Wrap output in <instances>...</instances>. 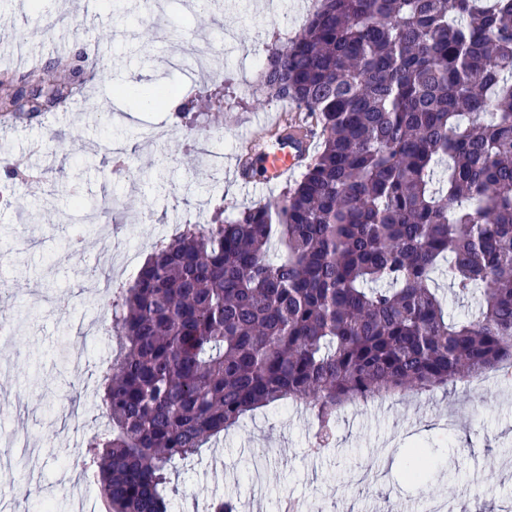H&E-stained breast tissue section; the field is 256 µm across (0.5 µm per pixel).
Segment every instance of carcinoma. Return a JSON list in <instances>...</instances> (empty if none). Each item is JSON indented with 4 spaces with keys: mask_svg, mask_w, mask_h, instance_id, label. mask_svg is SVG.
<instances>
[{
    "mask_svg": "<svg viewBox=\"0 0 512 512\" xmlns=\"http://www.w3.org/2000/svg\"><path fill=\"white\" fill-rule=\"evenodd\" d=\"M265 52L253 93L320 142L276 198L161 240L111 297L108 428L78 460L105 512H172V469L259 408L306 406L328 446L347 405L512 368V0H316ZM89 69L24 76L0 114L68 108ZM0 168V190L32 178ZM438 273L478 316L445 311ZM430 469L414 449L408 478Z\"/></svg>",
    "mask_w": 512,
    "mask_h": 512,
    "instance_id": "carcinoma-1",
    "label": "carcinoma"
}]
</instances>
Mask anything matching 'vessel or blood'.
<instances>
[{"label": "vessel or blood", "mask_w": 512, "mask_h": 512, "mask_svg": "<svg viewBox=\"0 0 512 512\" xmlns=\"http://www.w3.org/2000/svg\"><path fill=\"white\" fill-rule=\"evenodd\" d=\"M313 148L311 134L300 125H292L288 134L282 137L274 152L256 157L248 154L245 160L236 162L230 168L232 179L265 186L277 183L288 173L293 172Z\"/></svg>", "instance_id": "obj_1"}]
</instances>
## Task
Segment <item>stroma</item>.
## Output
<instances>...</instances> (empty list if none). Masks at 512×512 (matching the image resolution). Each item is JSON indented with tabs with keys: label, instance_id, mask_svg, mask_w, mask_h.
I'll list each match as a JSON object with an SVG mask.
<instances>
[{
	"label": "stroma",
	"instance_id": "1",
	"mask_svg": "<svg viewBox=\"0 0 512 512\" xmlns=\"http://www.w3.org/2000/svg\"><path fill=\"white\" fill-rule=\"evenodd\" d=\"M214 0L209 14L193 0H0V71L23 74L32 58L53 62V45L99 61L86 94L69 111L54 112L0 134V158L44 172L41 185L17 189L0 205V429L25 430L42 449L32 462L0 469V512H73L72 486L85 475L77 460L100 411L98 349L70 364L81 323L109 325L106 296L96 294L86 269L131 283L159 240L185 224L209 223L216 208H240L274 198L279 186H244L208 167L204 153L235 156L248 138H265L259 114L281 120V104L250 94L259 79L272 32H299L306 15L295 0ZM210 51L201 72L184 50ZM228 83L224 110L199 117L189 144L174 112L146 105V85L178 83L202 97ZM123 93H116L117 85ZM167 128L153 143L138 131ZM129 146L130 173L112 174L113 142ZM119 207L105 216L112 258L101 255L98 227L81 206L102 198ZM79 402L82 427L65 420ZM313 416L304 406L263 408L180 467L174 512H202L214 499H237L240 512H280L284 499L302 512H426L430 503L457 502L467 512L479 496L486 512L512 504V380L484 379L419 395L375 397L336 416L331 446L316 453ZM426 448L432 469L423 483L404 479L410 450Z\"/></svg>",
	"mask_w": 512,
	"mask_h": 512
}]
</instances>
